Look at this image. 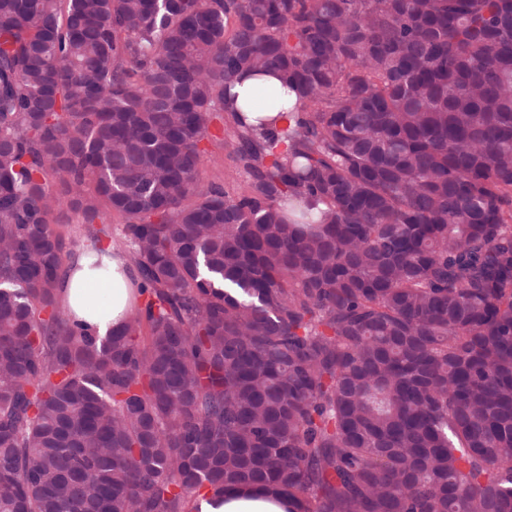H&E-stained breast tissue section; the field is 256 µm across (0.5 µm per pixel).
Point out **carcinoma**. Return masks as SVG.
Masks as SVG:
<instances>
[{
    "label": "carcinoma",
    "instance_id": "obj_1",
    "mask_svg": "<svg viewBox=\"0 0 512 512\" xmlns=\"http://www.w3.org/2000/svg\"><path fill=\"white\" fill-rule=\"evenodd\" d=\"M273 70L278 129L230 93ZM64 209L123 219L104 339ZM246 489L512 512V0H0V512ZM207 152L201 157L199 164V178L202 186H220L232 191L245 180V175L230 171L228 153L231 151L230 139L224 130V151L209 144H204ZM224 154V155H223ZM224 157V160H223ZM93 245L86 241L66 262L58 280L57 299L73 320L104 336L134 304L131 285L137 275L119 255L112 257V261L106 259V267L91 269L89 256L95 253L90 249Z\"/></svg>",
    "mask_w": 512,
    "mask_h": 512
}]
</instances>
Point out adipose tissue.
Here are the masks:
<instances>
[{
    "instance_id": "obj_1",
    "label": "adipose tissue",
    "mask_w": 512,
    "mask_h": 512,
    "mask_svg": "<svg viewBox=\"0 0 512 512\" xmlns=\"http://www.w3.org/2000/svg\"><path fill=\"white\" fill-rule=\"evenodd\" d=\"M89 263L85 252L66 262L58 280L57 299L73 320L103 336L134 304L131 285L136 272L119 255L100 269L90 268Z\"/></svg>"
}]
</instances>
